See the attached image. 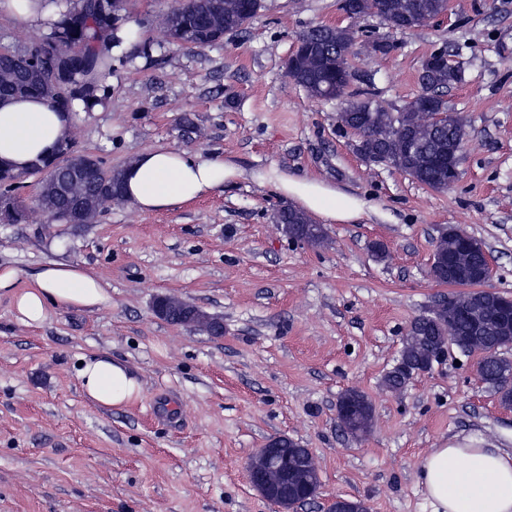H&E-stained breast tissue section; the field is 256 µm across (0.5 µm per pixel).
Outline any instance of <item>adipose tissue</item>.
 Instances as JSON below:
<instances>
[{"instance_id": "ef3b65f1", "label": "adipose tissue", "mask_w": 512, "mask_h": 512, "mask_svg": "<svg viewBox=\"0 0 512 512\" xmlns=\"http://www.w3.org/2000/svg\"><path fill=\"white\" fill-rule=\"evenodd\" d=\"M0 14L23 27L43 30L59 18L47 0H0ZM83 108L78 99L68 106L43 98L1 101L0 164L23 174L36 159L51 157L71 140L72 115ZM244 175L221 157L157 147L123 166V198L150 213L195 200ZM253 178L302 210L333 222L355 221L366 212L361 198L275 166L254 172ZM15 279V271H0V291H10L18 319L28 326L41 325L52 308L93 309L112 301L108 288L76 265L48 263L26 288H15ZM76 377L87 398L109 409L127 407L141 396L131 370L105 355L84 357ZM420 484L431 512H512V452L471 442L430 449L420 464Z\"/></svg>"}]
</instances>
